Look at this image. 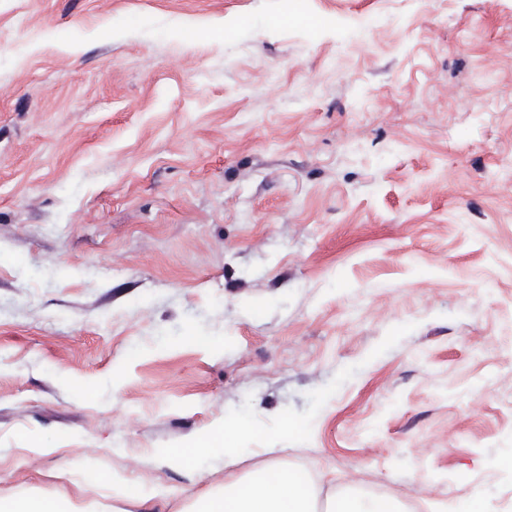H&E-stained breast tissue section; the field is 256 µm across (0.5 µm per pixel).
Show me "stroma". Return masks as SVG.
<instances>
[{"label": "stroma", "instance_id": "1", "mask_svg": "<svg viewBox=\"0 0 512 512\" xmlns=\"http://www.w3.org/2000/svg\"><path fill=\"white\" fill-rule=\"evenodd\" d=\"M275 462L512 512V0H0V498ZM242 431L240 427H217L205 435L197 442L194 448L165 449L163 453L166 457L181 464H190L195 470L202 473L206 468L219 458H224V467L234 462L236 450L235 440ZM209 448H223L221 454L215 455L209 451ZM210 455H207V454Z\"/></svg>", "mask_w": 512, "mask_h": 512}]
</instances>
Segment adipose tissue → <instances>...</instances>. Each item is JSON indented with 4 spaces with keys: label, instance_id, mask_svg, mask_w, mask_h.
I'll list each match as a JSON object with an SVG mask.
<instances>
[{
    "label": "adipose tissue",
    "instance_id": "1",
    "mask_svg": "<svg viewBox=\"0 0 512 512\" xmlns=\"http://www.w3.org/2000/svg\"><path fill=\"white\" fill-rule=\"evenodd\" d=\"M238 428L221 426L203 435L193 448L166 450V457L205 471L223 458L232 464ZM199 512H399L390 502L345 493L322 496L306 471L273 465L226 484L222 494L204 499Z\"/></svg>",
    "mask_w": 512,
    "mask_h": 512
}]
</instances>
